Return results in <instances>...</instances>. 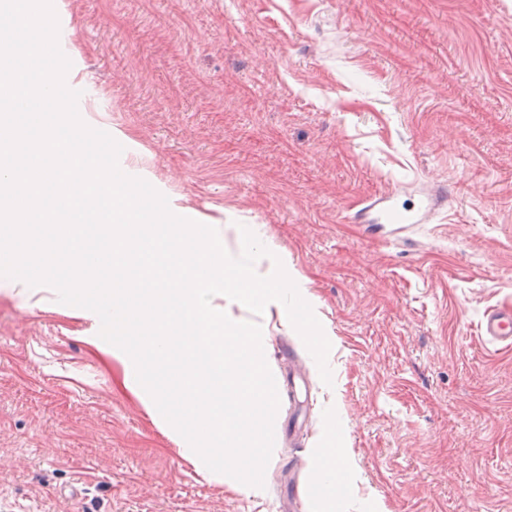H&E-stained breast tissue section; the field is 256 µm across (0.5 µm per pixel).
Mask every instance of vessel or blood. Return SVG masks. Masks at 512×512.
<instances>
[{"label": "vessel or blood", "mask_w": 512, "mask_h": 512, "mask_svg": "<svg viewBox=\"0 0 512 512\" xmlns=\"http://www.w3.org/2000/svg\"><path fill=\"white\" fill-rule=\"evenodd\" d=\"M454 203L450 185L438 182L419 190L417 196L404 200L399 191L391 190L362 200L351 215L354 224H425L436 215L449 210ZM479 332L488 341L512 347V309L486 310Z\"/></svg>", "instance_id": "obj_1"}]
</instances>
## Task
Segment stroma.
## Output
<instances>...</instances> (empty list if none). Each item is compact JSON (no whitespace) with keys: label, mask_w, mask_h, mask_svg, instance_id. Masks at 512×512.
I'll return each instance as SVG.
<instances>
[{"label":"stroma","mask_w":512,"mask_h":512,"mask_svg":"<svg viewBox=\"0 0 512 512\" xmlns=\"http://www.w3.org/2000/svg\"><path fill=\"white\" fill-rule=\"evenodd\" d=\"M65 81L120 168L252 224L322 303L333 386L270 322L260 492L188 460L69 318L0 295V512H512V0H56ZM436 178L429 224L346 223ZM479 332L488 341L512 347V309H487L479 324Z\"/></svg>","instance_id":"35a3bbf8"}]
</instances>
